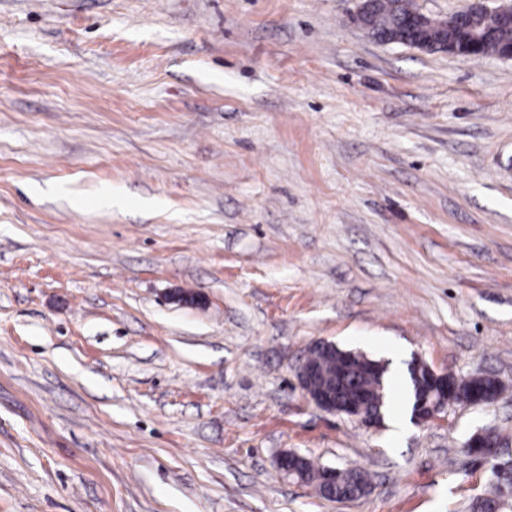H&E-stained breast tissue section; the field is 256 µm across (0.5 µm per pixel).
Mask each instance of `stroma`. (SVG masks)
<instances>
[{
	"label": "stroma",
	"instance_id": "1",
	"mask_svg": "<svg viewBox=\"0 0 512 512\" xmlns=\"http://www.w3.org/2000/svg\"><path fill=\"white\" fill-rule=\"evenodd\" d=\"M358 0H0V512H468L512 435V60ZM319 340L505 383L380 427ZM293 450L358 468L336 503ZM308 359L316 363L321 361L336 368L335 357L321 349H311ZM307 357L303 359L295 369V375L300 389L306 397L320 410L345 415L349 419L364 425H377L381 421L375 417L369 418L367 412L382 411L386 402L385 382L386 370L383 365L376 362V369L369 368L366 361L352 363L346 368L345 384L343 386L344 397L363 395L365 407L358 399H341L327 389H316L314 381L318 376V370L312 366ZM299 470L300 476L303 478L304 482L313 483L315 485L317 493L322 498L330 501L344 502L338 498L340 495L351 498L357 492H360L365 488L370 487V484L367 480L365 473L362 470L356 468L342 469L344 489L336 493H332L322 486V483L319 482L320 467L316 466L309 458L304 457V460L302 461V465L299 468ZM335 495L336 499H334Z\"/></svg>",
	"mask_w": 512,
	"mask_h": 512
}]
</instances>
